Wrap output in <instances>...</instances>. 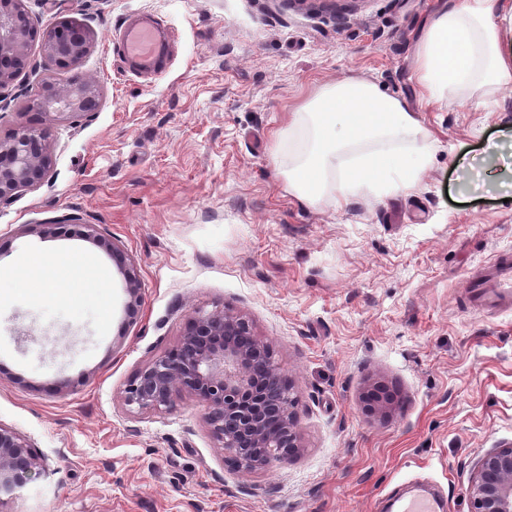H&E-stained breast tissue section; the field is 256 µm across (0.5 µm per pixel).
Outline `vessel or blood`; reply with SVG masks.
I'll list each match as a JSON object with an SVG mask.
<instances>
[{
    "instance_id": "1",
    "label": "vessel or blood",
    "mask_w": 512,
    "mask_h": 512,
    "mask_svg": "<svg viewBox=\"0 0 512 512\" xmlns=\"http://www.w3.org/2000/svg\"><path fill=\"white\" fill-rule=\"evenodd\" d=\"M118 41L136 73L144 76L161 75L172 52L167 29L151 21H128L120 28ZM468 294L478 313L512 311V253L502 251L485 262ZM391 507L392 512H444L445 497L418 484L396 496Z\"/></svg>"
}]
</instances>
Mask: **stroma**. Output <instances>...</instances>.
I'll use <instances>...</instances> for the list:
<instances>
[{
  "instance_id": "obj_1",
  "label": "stroma",
  "mask_w": 512,
  "mask_h": 512,
  "mask_svg": "<svg viewBox=\"0 0 512 512\" xmlns=\"http://www.w3.org/2000/svg\"><path fill=\"white\" fill-rule=\"evenodd\" d=\"M442 2L23 0L40 29L72 18L92 42L69 69L30 45L34 71L0 90V139L48 124L29 107L41 83L93 77L103 104L58 124L48 179L0 205V281L43 264L67 288L32 297L35 277L0 296V423L51 464L0 512H379L403 479L449 487L451 512H470L476 461L512 444V314L463 300L472 269L512 250V88L487 109L420 113L438 151L407 196L302 205L271 139L314 85L350 76L416 104L415 44ZM134 17L176 42L159 77L133 74L115 41ZM461 154L498 191L460 195ZM70 218L133 258L136 321L103 248L23 230ZM222 308L272 346L297 400L298 453L245 483L196 398L169 412L123 402L196 313ZM371 383L396 394L389 416L366 409Z\"/></svg>"
}]
</instances>
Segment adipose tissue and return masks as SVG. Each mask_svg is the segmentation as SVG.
<instances>
[{"mask_svg":"<svg viewBox=\"0 0 512 512\" xmlns=\"http://www.w3.org/2000/svg\"><path fill=\"white\" fill-rule=\"evenodd\" d=\"M424 107L467 98L486 107L512 86V0H467L438 9L416 46ZM276 173L313 207L409 194L437 146L407 102L369 78L318 85L273 134Z\"/></svg>","mask_w":512,"mask_h":512,"instance_id":"ef3b65f1","label":"adipose tissue"}]
</instances>
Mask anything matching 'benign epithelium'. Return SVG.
Returning a JSON list of instances; mask_svg holds the SVG:
<instances>
[{
  "label": "benign epithelium",
  "instance_id": "7a95c632",
  "mask_svg": "<svg viewBox=\"0 0 512 512\" xmlns=\"http://www.w3.org/2000/svg\"><path fill=\"white\" fill-rule=\"evenodd\" d=\"M37 37L45 57L61 67L78 63L91 46L90 31L83 25L71 23L54 35L41 34L22 9V0H0V90L30 67L28 48ZM101 103L99 87L78 79L64 95L49 83L41 84L32 108L69 121L98 111ZM53 141L51 125L23 126L0 140L1 205L45 181ZM107 249L123 275L126 312L133 322L142 304L135 263L122 246L112 242ZM185 395L201 402L214 439L243 477L262 468L270 456L287 458L300 447L296 399L270 347L239 315L214 310L196 316L174 349L133 377L125 403L137 411L166 412ZM362 400L368 411L387 416L395 396L376 383L366 388ZM46 466L29 437L0 424V498ZM469 498L471 512H512L511 447L492 448L478 459Z\"/></svg>",
  "mask_w": 512,
  "mask_h": 512
}]
</instances>
